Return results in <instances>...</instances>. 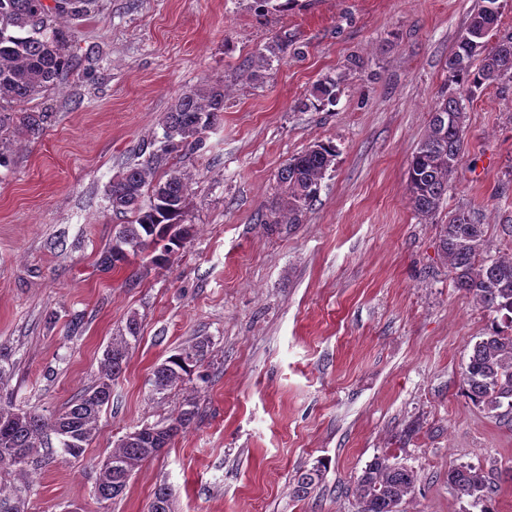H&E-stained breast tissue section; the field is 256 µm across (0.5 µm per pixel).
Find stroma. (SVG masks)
I'll use <instances>...</instances> for the list:
<instances>
[{"label":"stroma","instance_id":"stroma-1","mask_svg":"<svg viewBox=\"0 0 512 512\" xmlns=\"http://www.w3.org/2000/svg\"><path fill=\"white\" fill-rule=\"evenodd\" d=\"M477 0H95L61 21L82 59L22 103L47 112L39 137L0 130V406L49 415L91 386L129 316L141 323L83 456L31 468L25 512H147L169 486L176 512H360L353 479L382 451L418 474L404 512H480L448 484L488 473L493 512H512V413L465 393L463 373L492 314L457 288L439 225L466 208L491 252H512V84L466 101L465 150L435 223L406 199L411 156L445 63ZM292 47L247 62L277 32ZM335 104L300 109L325 75ZM210 81L230 91L200 153L161 171L192 176L194 232L166 266L103 262L120 220L107 190L156 150L175 98ZM337 157L298 224L269 227L276 174L312 143ZM212 342L209 382L155 393L154 368L195 337ZM199 417L130 478L95 494L99 463L131 431L186 398ZM327 465L311 497L298 471Z\"/></svg>","mask_w":512,"mask_h":512}]
</instances>
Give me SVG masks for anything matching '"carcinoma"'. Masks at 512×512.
Wrapping results in <instances>:
<instances>
[{
  "instance_id": "cac0c4a2",
  "label": "carcinoma",
  "mask_w": 512,
  "mask_h": 512,
  "mask_svg": "<svg viewBox=\"0 0 512 512\" xmlns=\"http://www.w3.org/2000/svg\"><path fill=\"white\" fill-rule=\"evenodd\" d=\"M93 0H0V129L16 122L31 137L43 131L44 112L13 113L22 103L44 88L60 82L80 66V58L67 53L69 32L57 26V19L80 18ZM499 0H479L466 28L478 24L499 26L502 12L488 16V6ZM288 33L274 34L256 58L261 65L286 52ZM448 94L441 96L430 112L427 128L414 150L407 177L408 200L414 213L427 223L442 208L451 181L463 157L466 111L463 101L482 87L512 82V32L498 37L494 50L484 54L470 49L457 38L448 55ZM340 78L327 76L311 92L305 108L336 102ZM225 89L201 84L181 93L162 120L163 147L142 163L131 164L113 178L107 198L113 212L132 214L120 225L119 238L107 260L126 261L118 254L124 247L145 254L149 264L163 266L172 253L183 248L191 237V226L184 223L189 177L180 171L154 179L161 156L174 152L194 154L204 146L205 132L222 119ZM336 159V147L319 141L288 159L277 173L281 189L277 202L262 215L265 224H298L305 210L317 200L321 180ZM486 226L477 224L470 212L459 208L440 225L439 247L442 260L452 269L457 287L464 289L481 308L501 317L472 347L464 372L468 397L493 412L502 407L512 411V256L492 258L486 251ZM140 332L136 316L127 318L125 330L112 337L101 360L97 380L64 408L49 416L14 411L0 406V475L23 481L28 468L45 462L40 449L52 447L51 436H71L76 443L58 444L62 453L80 456L94 438L103 408L112 400V384L121 376L132 342ZM210 339L197 337L169 356L153 371L154 388L159 393L186 384L203 366L210 352ZM198 416L194 399L184 401L177 415L164 424L165 430L153 436L143 432L133 440H121L108 459L124 465L125 472L97 471L95 493L101 500L123 496L130 477L144 462L166 448L186 431ZM25 457L20 463L11 456ZM326 465L320 464L297 473L293 497L307 498L323 481ZM418 475L413 469L392 461L386 452L378 454L354 481V494L364 512H400L414 493ZM448 485L480 502L491 490L484 468L460 465L448 471ZM25 499L16 485L0 484V512H24ZM148 512H175L171 489L156 487Z\"/></svg>"
}]
</instances>
